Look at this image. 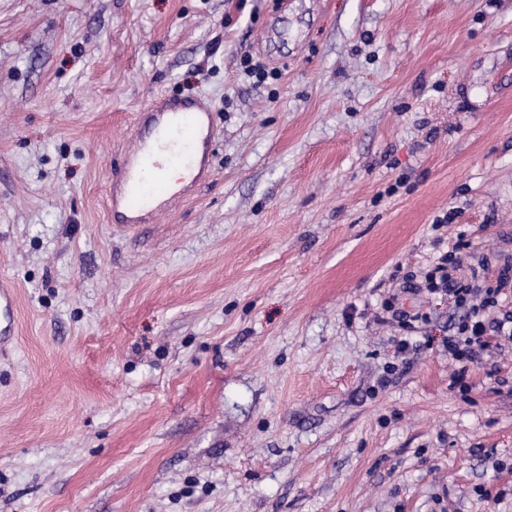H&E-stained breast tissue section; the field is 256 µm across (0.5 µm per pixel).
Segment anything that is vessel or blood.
I'll use <instances>...</instances> for the list:
<instances>
[{"label": "vessel or blood", "mask_w": 512, "mask_h": 512, "mask_svg": "<svg viewBox=\"0 0 512 512\" xmlns=\"http://www.w3.org/2000/svg\"><path fill=\"white\" fill-rule=\"evenodd\" d=\"M136 123V141L110 178L109 213L121 224L155 219L212 177L215 127L206 101L161 96L138 113ZM170 167L194 171L191 184L172 186L165 176ZM14 324V290L0 283V347L13 335Z\"/></svg>", "instance_id": "vessel-or-blood-1"}]
</instances>
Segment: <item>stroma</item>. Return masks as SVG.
<instances>
[{
	"label": "stroma",
	"mask_w": 512,
	"mask_h": 512,
	"mask_svg": "<svg viewBox=\"0 0 512 512\" xmlns=\"http://www.w3.org/2000/svg\"><path fill=\"white\" fill-rule=\"evenodd\" d=\"M165 94L212 179L110 223ZM456 247L512 257V0H0V512H512V341L455 385L423 288ZM14 290L0 283V349L8 342V336L14 334Z\"/></svg>",
	"instance_id": "obj_1"
}]
</instances>
